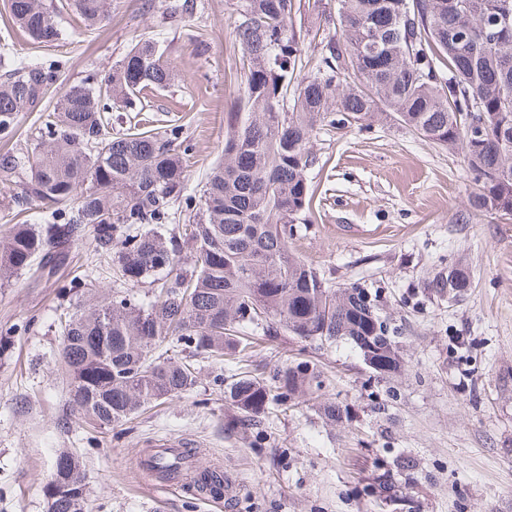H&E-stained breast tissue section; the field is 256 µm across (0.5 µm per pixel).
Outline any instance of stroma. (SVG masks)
<instances>
[{
	"instance_id": "1",
	"label": "stroma",
	"mask_w": 512,
	"mask_h": 512,
	"mask_svg": "<svg viewBox=\"0 0 512 512\" xmlns=\"http://www.w3.org/2000/svg\"><path fill=\"white\" fill-rule=\"evenodd\" d=\"M48 2L62 31L51 46L0 5V60L51 69L57 92L100 80L138 39L159 40L172 82L147 93L142 113L113 108L112 129L140 118L152 129L179 127L185 197L198 199L241 92L236 0H112L109 21L93 31L70 0ZM292 21L313 36L304 60L316 72L319 39L335 24L313 9ZM312 149L314 199L291 247L330 282L376 294L402 372L379 380L349 344L321 348L281 332L251 352L249 369L266 374L307 358L325 384L302 408L270 414L263 439L227 432L230 410L204 359L182 398L96 429L70 412L56 363L74 274L21 275L0 288V512H47L60 448L84 460L89 512H512V220L455 223L474 189L461 156L404 128L326 126ZM458 260L473 286L454 299L437 282ZM325 401L342 407L341 421L320 418ZM160 436L192 443L193 468L223 467L237 481L233 498L219 507L145 477L136 460Z\"/></svg>"
}]
</instances>
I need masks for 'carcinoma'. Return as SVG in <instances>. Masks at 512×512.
<instances>
[{
  "label": "carcinoma",
  "mask_w": 512,
  "mask_h": 512,
  "mask_svg": "<svg viewBox=\"0 0 512 512\" xmlns=\"http://www.w3.org/2000/svg\"><path fill=\"white\" fill-rule=\"evenodd\" d=\"M111 2L72 6L93 30ZM302 8V0L236 4L242 94L227 113L224 160L189 212L173 210L187 182V160L174 147L179 127L114 133L102 104L131 106L169 85L172 67L157 40L135 42L101 85H67L50 108L54 72L17 59L0 81L1 135L25 112L44 117L34 147L0 159V180L20 189L17 204L41 208L36 222L0 237V284L26 269L42 277L69 265L67 244L86 227L94 264L84 276L105 263L117 283L109 301L78 295L61 321L68 404L95 428L182 397L199 379L195 358L222 370L244 357L247 330L259 326L266 336L277 327L322 345L344 341L387 375L401 369L396 336L365 314L377 309L367 289L332 284L290 248L309 210L310 143L322 126L401 125L462 156L475 190L455 223L512 216V0H336V34L322 39L328 55L309 75L292 26ZM12 18L39 44L61 39L44 0ZM291 84L287 111L280 102ZM471 287L467 265H448L449 295ZM180 346L189 355H175ZM216 382L235 409L230 432L243 434L323 385L303 359L275 366L269 380L240 371ZM63 458L67 468L47 484V512H86L83 463L67 449ZM207 475L193 478L195 492L220 493L223 482Z\"/></svg>",
  "instance_id": "obj_1"
}]
</instances>
